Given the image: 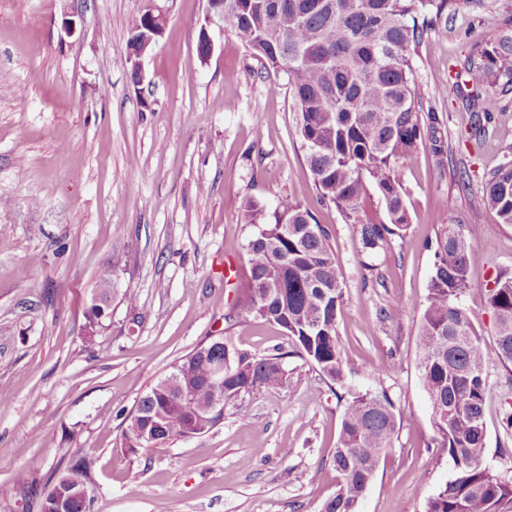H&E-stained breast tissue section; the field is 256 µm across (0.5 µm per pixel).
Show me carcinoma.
Instances as JSON below:
<instances>
[{
    "instance_id": "cac0c4a2",
    "label": "carcinoma",
    "mask_w": 512,
    "mask_h": 512,
    "mask_svg": "<svg viewBox=\"0 0 512 512\" xmlns=\"http://www.w3.org/2000/svg\"><path fill=\"white\" fill-rule=\"evenodd\" d=\"M458 0H208L224 11V29L261 61L273 86L286 80L295 102L297 132L314 186L353 221L364 248L375 251L410 224L398 160L427 148L438 165L448 156L446 128L434 109H424L415 77L418 48L426 34L455 11ZM155 23L144 11L129 31L126 49ZM459 95L471 111L500 110L512 94V24L491 30L466 55ZM375 189L385 218L359 219ZM486 212L512 226V161L502 163L483 192ZM242 224L255 232L246 245L250 276L224 313L225 330L242 319L279 326L294 354L331 382L342 379L337 320L344 289L329 236L311 210L290 196L273 210L242 201ZM478 240L453 224L441 225L429 293L421 316L419 368L430 398L438 447L454 468L428 498L425 512H512V475L484 464L488 396L486 370L512 366V278H498L489 302L497 317L488 346L460 302ZM112 303V269L99 275L86 311L88 341L104 329ZM224 407L245 420L246 397L288 380L280 348L259 355L231 337L208 355L190 352L136 402L125 417V446L146 432L163 445L193 423L206 424L214 392L212 363L227 356ZM189 403L180 400L184 387ZM401 417L386 390L355 392L346 400L333 454L336 492L321 512H356L382 452L392 447ZM68 487L55 483L42 512H56Z\"/></svg>"
}]
</instances>
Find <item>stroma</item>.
I'll use <instances>...</instances> for the list:
<instances>
[{
	"label": "stroma",
	"mask_w": 512,
	"mask_h": 512,
	"mask_svg": "<svg viewBox=\"0 0 512 512\" xmlns=\"http://www.w3.org/2000/svg\"><path fill=\"white\" fill-rule=\"evenodd\" d=\"M155 3L168 21L137 83L128 32ZM206 14L207 0H0V502L41 512L44 493L87 457L89 512H320L337 489L344 405L298 357L288 366L300 376L246 398L249 421L228 409L201 436L135 453L122 439L124 413L212 337L231 332L258 354L289 347L270 324L226 329L224 313L248 272L242 200L271 208L291 195L328 232L343 276L344 385L388 388L401 416L357 512H424L453 469L417 357L440 225L480 240L461 302L486 343L496 334L489 293L497 276L512 277V226L482 204L493 169L512 160V98L478 140L454 90L474 41L512 20V0H461L422 45L415 77L445 122L448 156L440 166L421 148L399 160L411 224L374 252L318 202L289 90H270L259 62ZM203 27L214 43L205 60ZM17 87L24 100L11 96ZM107 267L110 326L90 344L86 305ZM489 387L485 463L512 472L501 425L512 373L491 366Z\"/></svg>",
	"instance_id": "obj_1"
}]
</instances>
